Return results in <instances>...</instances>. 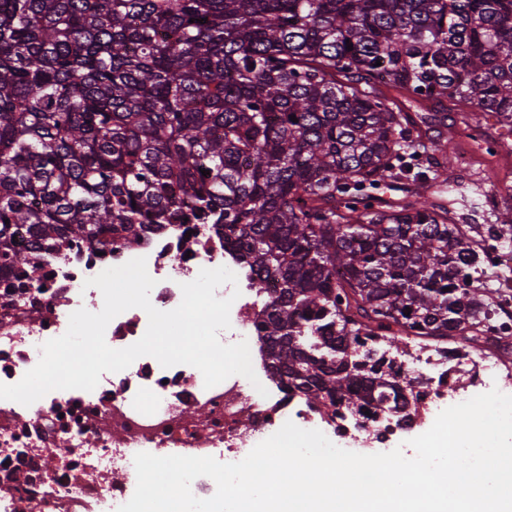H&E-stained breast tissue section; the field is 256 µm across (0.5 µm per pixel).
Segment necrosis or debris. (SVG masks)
<instances>
[{
    "instance_id": "necrosis-or-debris-1",
    "label": "necrosis or debris",
    "mask_w": 512,
    "mask_h": 512,
    "mask_svg": "<svg viewBox=\"0 0 512 512\" xmlns=\"http://www.w3.org/2000/svg\"><path fill=\"white\" fill-rule=\"evenodd\" d=\"M14 248L37 271L18 267L0 274V383L19 382L37 364L41 345L65 333L74 311L101 310L102 294L87 279L140 257L156 281L150 300L163 311L180 304L181 284L200 270L224 266L236 273L237 285L215 292L234 299L231 327L219 338L225 344L247 340L259 382L233 375L208 389L197 368H165L143 356L125 370L102 374L91 391L54 390L29 406L0 400V512H116L135 491L140 452L235 463L288 421L323 431L337 445L347 438V428L319 421L306 400L288 396L271 377L254 328L264 309L256 275L225 247L215 225L170 224L144 234L133 248L115 243L98 251L63 242L37 250L26 236ZM147 326L145 311L131 308L109 323L105 340L121 349ZM500 368L496 355L473 352L452 361L429 356L412 372L422 381L424 406L439 409L448 399L439 383L446 372L466 377L469 396L495 387L511 395L512 387L499 380Z\"/></svg>"
}]
</instances>
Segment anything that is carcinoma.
I'll return each instance as SVG.
<instances>
[{"mask_svg": "<svg viewBox=\"0 0 512 512\" xmlns=\"http://www.w3.org/2000/svg\"><path fill=\"white\" fill-rule=\"evenodd\" d=\"M447 102L474 141L482 112L512 129V0H0V269L23 232L215 224L277 283L256 328L288 393L411 420L391 351L512 355L472 287L512 201L482 232L430 192L458 162Z\"/></svg>", "mask_w": 512, "mask_h": 512, "instance_id": "obj_1", "label": "carcinoma"}]
</instances>
